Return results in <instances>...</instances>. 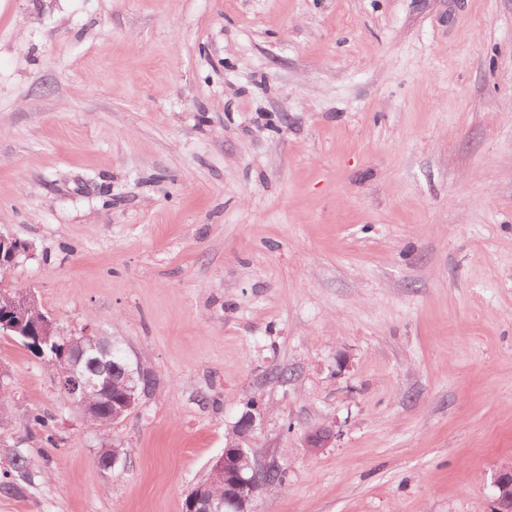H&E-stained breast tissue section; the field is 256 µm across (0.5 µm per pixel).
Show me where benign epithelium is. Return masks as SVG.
<instances>
[{
	"mask_svg": "<svg viewBox=\"0 0 512 512\" xmlns=\"http://www.w3.org/2000/svg\"><path fill=\"white\" fill-rule=\"evenodd\" d=\"M22 253H29L26 243L0 231V268L10 269L18 265V257ZM38 308V300L27 291L16 294L13 302L5 309L0 310V333L12 334L25 339H34L55 331L54 322L43 315L32 317V311ZM85 356L82 339L72 337L64 349V367L58 374V384L68 396L72 406L87 417L91 413V406L86 403V396L95 389L94 378L77 375L76 367ZM112 377L122 380L126 390L120 407L112 409V421H118L131 411L138 401L139 385L134 374L126 367L112 363ZM254 424L253 415L246 414L237 423L234 436L225 445L224 452L215 459L213 469L224 474V504L232 512H252V504L257 496L260 485L258 476L267 466L250 451L243 447L241 438ZM335 432L330 425H321L310 430L304 437L305 447L316 453L331 444ZM497 490L496 497L498 512H512V467L499 470L492 480ZM189 510L187 512H218L221 505L218 498L210 494L208 485L200 484L187 496Z\"/></svg>",
	"mask_w": 512,
	"mask_h": 512,
	"instance_id": "benign-epithelium-1",
	"label": "benign epithelium"
}]
</instances>
